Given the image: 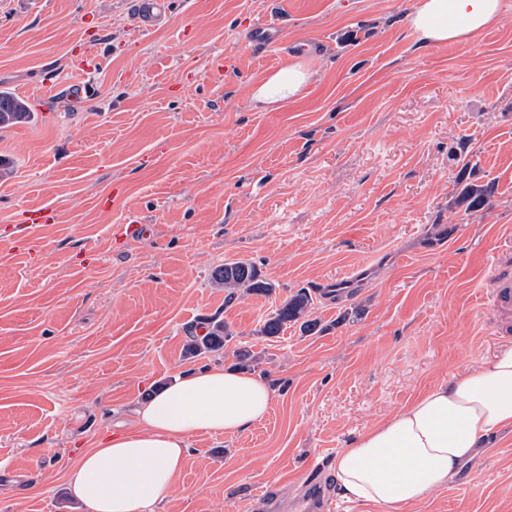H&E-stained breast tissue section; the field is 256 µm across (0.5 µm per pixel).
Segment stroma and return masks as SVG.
<instances>
[{
    "label": "stroma",
    "mask_w": 512,
    "mask_h": 512,
    "mask_svg": "<svg viewBox=\"0 0 512 512\" xmlns=\"http://www.w3.org/2000/svg\"><path fill=\"white\" fill-rule=\"evenodd\" d=\"M408 3L172 0L143 33L129 0H0V90L34 114L0 129V512H86L65 487L75 459L240 349L269 414L191 439L152 512H244L283 469L512 343L490 288L512 267V0L469 43L428 48ZM267 18L286 52L246 47ZM299 59L300 96L257 106L262 71ZM86 60L76 104L65 82ZM464 181L492 186L489 205H459ZM117 224L150 232L117 241ZM237 259L275 292L225 304L213 275ZM302 289L318 332L261 335ZM215 316L233 339L186 356L187 328ZM402 512H512V429Z\"/></svg>",
    "instance_id": "stroma-1"
}]
</instances>
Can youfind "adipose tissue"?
<instances>
[{
	"label": "adipose tissue",
	"mask_w": 512,
	"mask_h": 512,
	"mask_svg": "<svg viewBox=\"0 0 512 512\" xmlns=\"http://www.w3.org/2000/svg\"><path fill=\"white\" fill-rule=\"evenodd\" d=\"M504 0H411L420 46L467 42L497 23ZM310 75L294 63L256 85L263 106L294 100ZM272 390L259 375L215 365L159 390L134 410L137 425L83 453L66 489L87 512H149L175 487L191 438L239 434L262 420ZM512 427V343L433 384L352 439L333 463L345 500L398 508L445 486L492 435Z\"/></svg>",
	"instance_id": "obj_1"
}]
</instances>
